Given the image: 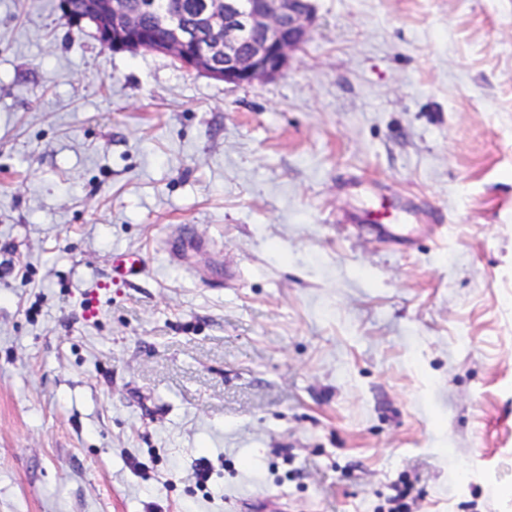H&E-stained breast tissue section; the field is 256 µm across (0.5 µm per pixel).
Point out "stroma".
<instances>
[{
  "instance_id": "stroma-1",
  "label": "stroma",
  "mask_w": 512,
  "mask_h": 512,
  "mask_svg": "<svg viewBox=\"0 0 512 512\" xmlns=\"http://www.w3.org/2000/svg\"><path fill=\"white\" fill-rule=\"evenodd\" d=\"M310 3L236 85L0 0V512H512V0Z\"/></svg>"
}]
</instances>
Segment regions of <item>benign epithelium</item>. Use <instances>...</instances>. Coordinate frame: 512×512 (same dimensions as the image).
I'll return each mask as SVG.
<instances>
[{"instance_id":"benign-epithelium-1","label":"benign epithelium","mask_w":512,"mask_h":512,"mask_svg":"<svg viewBox=\"0 0 512 512\" xmlns=\"http://www.w3.org/2000/svg\"><path fill=\"white\" fill-rule=\"evenodd\" d=\"M144 0H95L88 14H68L76 27L90 25L103 48L113 52L165 54L181 67L242 85L272 79L308 38L313 15L307 0H201L194 22L178 0H165L167 36L151 38L142 24Z\"/></svg>"}]
</instances>
